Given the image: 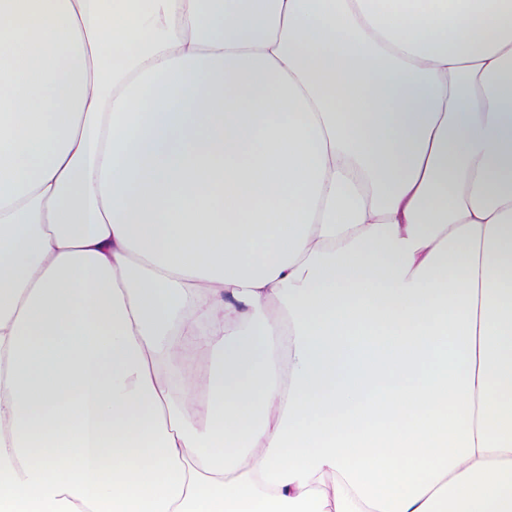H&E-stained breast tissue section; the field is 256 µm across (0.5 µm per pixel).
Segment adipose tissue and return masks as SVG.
I'll return each mask as SVG.
<instances>
[{
  "mask_svg": "<svg viewBox=\"0 0 512 512\" xmlns=\"http://www.w3.org/2000/svg\"><path fill=\"white\" fill-rule=\"evenodd\" d=\"M0 512H512V0H0Z\"/></svg>",
  "mask_w": 512,
  "mask_h": 512,
  "instance_id": "obj_1",
  "label": "adipose tissue"
}]
</instances>
